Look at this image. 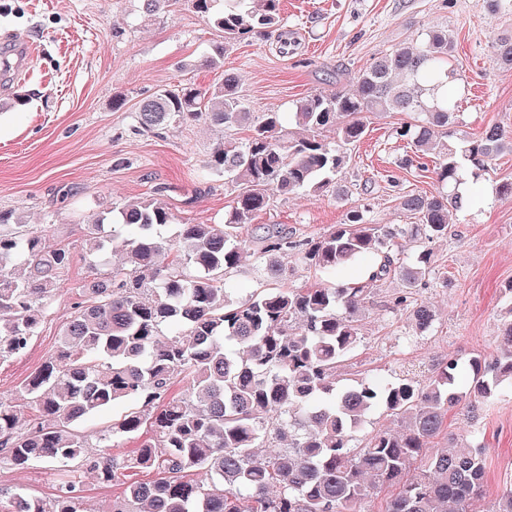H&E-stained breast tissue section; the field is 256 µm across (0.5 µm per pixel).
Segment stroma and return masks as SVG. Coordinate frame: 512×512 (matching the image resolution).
<instances>
[{
  "label": "stroma",
  "mask_w": 512,
  "mask_h": 512,
  "mask_svg": "<svg viewBox=\"0 0 512 512\" xmlns=\"http://www.w3.org/2000/svg\"><path fill=\"white\" fill-rule=\"evenodd\" d=\"M281 17L296 45L293 54H281L274 39L258 35L226 47L223 67L208 68L204 61L223 37L190 0L150 18L142 0H0V30L24 32L38 46L26 76L0 79V213L22 218L72 253L28 349L0 361V400L23 408L25 417L34 415L19 388L55 355L61 328L80 299L90 273L88 215L130 199L156 198L175 216L166 232L172 238L184 224L223 223L233 204L236 186L204 163L216 143L245 141L246 127L196 121L142 133L134 112L146 94L190 83L217 86L231 73L253 119L270 110L288 113L307 95L349 85L374 58L436 27L455 42L462 105L456 135L475 137L491 125L512 130V71L495 65L490 49L498 32L512 30V18L493 17L487 0H282ZM405 120L398 112L369 118L365 138L349 150L340 174L344 196H271L245 233L250 261L225 277L234 300L281 283L302 288L317 280L292 253L282 259V279L271 276L258 254L269 228L316 241L353 210L371 224L414 223L399 209L398 195H431L438 184L397 136ZM504 183H512L507 150L469 175L467 187L478 204L455 212L447 238L432 242L434 271L415 295L437 312L430 331L416 335L406 311L392 307L403 288L400 275H392L365 307L361 342L338 369L343 383L424 382L448 357L466 362L495 353L504 308L512 302V198H494ZM474 432L491 499L512 483L511 386L476 412L463 405L449 411V437ZM152 478L130 469L124 482L107 484L82 473L81 510L112 512L124 483ZM58 484L57 468L39 462L20 470L0 466V488L19 486L47 503Z\"/></svg>",
  "instance_id": "35a3bbf8"
}]
</instances>
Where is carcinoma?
Masks as SVG:
<instances>
[{"label": "carcinoma", "instance_id": "1", "mask_svg": "<svg viewBox=\"0 0 512 512\" xmlns=\"http://www.w3.org/2000/svg\"><path fill=\"white\" fill-rule=\"evenodd\" d=\"M152 17L179 0H142ZM226 41L281 29L280 0H192ZM493 60L512 70V31L498 34ZM454 40L445 30L425 29L358 71L350 89L304 97L292 113L296 131L283 132L278 111L249 121L237 80L211 89H162L143 97L137 129L153 132L173 122L204 120L214 125L249 123L246 142L222 141L207 166L238 188L222 224H184L174 239L162 231L174 223L169 208L153 199L130 200L99 212L91 229L92 265L108 254H124L125 266L107 278L81 285V301L64 324L57 355L21 387L38 415L22 420L0 402V463L25 468L80 460L105 483L124 468L154 469L150 482L129 484L113 512H370L366 503L391 492L382 512H476L483 495L485 464L470 442L437 448L448 411L490 397L512 385V303L505 347L489 361L470 360L472 384L464 389L462 364L448 358L425 385L358 381L339 386L336 367L361 341L357 312L374 288L400 274L406 290L393 306L408 313L423 333L435 320L413 289L432 272V252L421 251L412 266L401 261L399 239L429 242L448 237V217L464 205L466 162L481 166L498 156L512 133L487 128L478 138L442 140L459 111L451 65ZM403 112L409 117L397 135L424 157L438 156L433 173L438 191H406L401 210L417 224H370L351 211L346 222L306 247L272 229L261 238L260 254L271 273L276 257L301 254L322 277L338 276L347 265L372 261L364 279L341 288L317 282L306 288L280 286L230 300L224 273L250 257L243 230L264 210L270 193L304 191L317 197L340 192L337 174L343 147L366 134L372 114ZM334 134V141L326 133ZM0 214V359L24 352L47 311L70 249L51 245L36 231L8 226ZM123 225L131 235L117 240L104 225ZM172 255L165 274H154L157 255ZM193 265L197 273L186 268ZM175 330L167 335L165 327ZM184 376L196 401L169 394ZM138 399L142 409L112 424L100 437L146 436L131 457L90 454L87 436L72 424L116 402ZM383 406L406 423L399 434L379 431L354 445L368 415ZM83 486L73 473L59 484L51 503L23 489L0 490V512H81ZM485 512H512V485Z\"/></svg>", "mask_w": 512, "mask_h": 512}]
</instances>
